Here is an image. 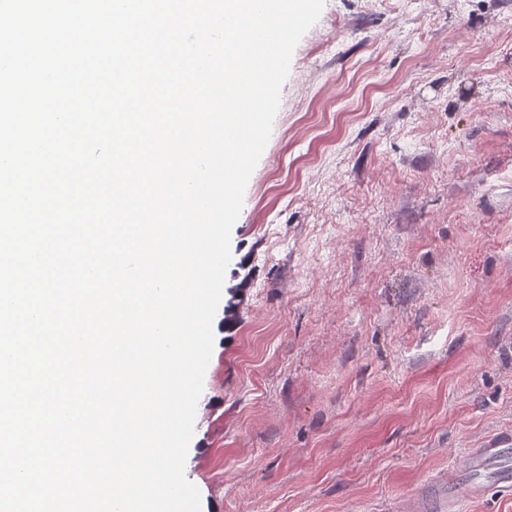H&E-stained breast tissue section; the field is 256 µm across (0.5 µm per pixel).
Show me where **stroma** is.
<instances>
[{
    "mask_svg": "<svg viewBox=\"0 0 512 512\" xmlns=\"http://www.w3.org/2000/svg\"><path fill=\"white\" fill-rule=\"evenodd\" d=\"M230 245L201 512H448L512 433V0H325ZM511 443V436L503 435L489 441L485 448H473L467 455L465 468L470 476V483L465 496L460 492L453 478L448 480V512H465L467 501L480 497L485 485L481 481L483 472L491 460L500 457Z\"/></svg>",
    "mask_w": 512,
    "mask_h": 512,
    "instance_id": "1",
    "label": "stroma"
}]
</instances>
